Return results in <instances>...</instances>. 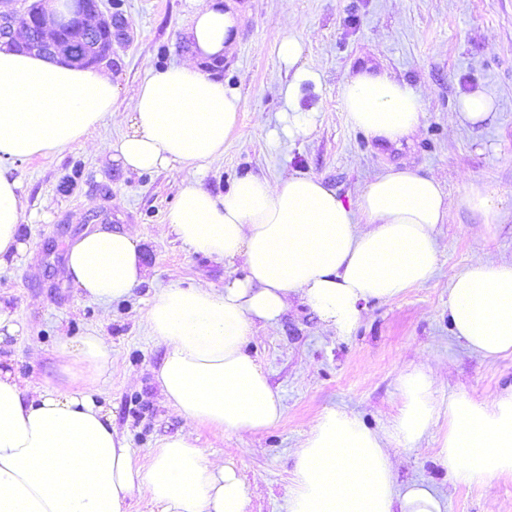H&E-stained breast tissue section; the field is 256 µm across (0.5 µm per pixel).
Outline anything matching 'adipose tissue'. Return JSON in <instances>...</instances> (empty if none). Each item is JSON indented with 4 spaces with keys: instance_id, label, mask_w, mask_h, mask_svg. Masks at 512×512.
Returning a JSON list of instances; mask_svg holds the SVG:
<instances>
[{
    "instance_id": "adipose-tissue-1",
    "label": "adipose tissue",
    "mask_w": 512,
    "mask_h": 512,
    "mask_svg": "<svg viewBox=\"0 0 512 512\" xmlns=\"http://www.w3.org/2000/svg\"><path fill=\"white\" fill-rule=\"evenodd\" d=\"M195 2L187 58L143 80L111 155L127 172L188 170L163 234L242 265L220 288L161 289L145 313L149 334L166 347L160 394L187 429L160 437L147 463L135 462L111 412L95 400L112 372V346L99 332L59 337L56 374L41 384L0 357V512H128L136 493L156 512H250L245 477L233 461L209 457L193 430L256 433L283 419L280 394L244 349L254 327L276 326L296 294L324 329L347 336L369 302L426 284L438 266L436 229L448 220V195L420 171L380 173L353 201L302 174H246L221 196L204 188L200 175L223 157L242 108L239 91L206 67L232 55L242 18L234 0ZM277 53L293 74L272 138L292 142L317 126L318 110L300 100L321 78L303 64L297 37L280 34ZM119 94L111 74L0 48V267L25 249L24 190L13 162L87 142L116 113ZM340 97L348 123L382 144H401L422 124L419 92L385 70L355 73ZM139 243L104 226L69 243L67 273L79 295L104 305L132 296L149 272ZM448 321L468 351L490 360L512 354V260L476 256L455 273ZM434 384L424 365L400 376L401 407L387 434L347 410H325L296 451L288 512H448L432 483L397 482L388 447L392 440L413 447L437 422ZM437 456L462 484L511 475L512 391L485 402L450 391Z\"/></svg>"
}]
</instances>
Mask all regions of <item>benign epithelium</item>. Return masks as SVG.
I'll list each match as a JSON object with an SVG mask.
<instances>
[{
  "mask_svg": "<svg viewBox=\"0 0 512 512\" xmlns=\"http://www.w3.org/2000/svg\"><path fill=\"white\" fill-rule=\"evenodd\" d=\"M52 0H41V6L36 10L29 9L27 0H21L19 7L4 11L11 19L10 30H25L27 26H39L41 32L40 43L35 45V50L51 51L64 62H79L85 57H91L90 49L102 52V42L112 41L117 38L127 40L128 23L121 8L115 6L110 0H91L90 3H82L67 19L58 16L55 9H50L47 4ZM109 8H104V5ZM75 24L84 31L86 39L84 46L76 44L57 43V34L63 25Z\"/></svg>",
  "mask_w": 512,
  "mask_h": 512,
  "instance_id": "1",
  "label": "benign epithelium"
}]
</instances>
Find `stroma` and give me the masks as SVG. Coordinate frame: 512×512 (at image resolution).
<instances>
[{"label": "stroma", "mask_w": 512, "mask_h": 512, "mask_svg": "<svg viewBox=\"0 0 512 512\" xmlns=\"http://www.w3.org/2000/svg\"><path fill=\"white\" fill-rule=\"evenodd\" d=\"M243 23L234 54L210 66L211 74L237 88L242 108L203 184L227 192L247 173L269 179L300 173L320 177L344 198L389 168H417L434 175L448 194V220L438 225L440 263L424 285L388 301L370 302L351 335L324 331L318 316L293 299L278 325L260 328L247 344L283 398L285 416L258 433L195 432L206 454L233 460L252 489V512H285L295 452L318 415L342 408L373 430H386L398 412V378L422 363L440 368L436 400L449 390L488 401L512 389V356L490 360L467 351L448 324V282L475 253L512 260V0H235ZM130 38L112 52L121 104H128L149 72L180 62L191 0H123ZM291 31L305 42V63L321 76L306 91L303 107L318 108L316 129L296 142L274 144L270 133L289 78L276 39ZM372 67L385 69L420 93L425 118L410 142L383 146L346 120L340 85ZM481 90L495 100L484 123L460 124V98ZM110 117L90 134L91 148L77 145L15 163L33 220L20 228L27 250L0 269V304L25 332L6 348L21 378L40 383L53 376L60 335L77 338L96 329L112 342V377L98 402L145 458L157 437L185 424L160 403L153 371L165 346L149 336L144 315L155 293L173 283L223 286V264L192 253L159 227L174 205L185 170L127 173L111 160L122 134ZM482 186L500 212L484 227L461 198L469 184ZM137 233L150 280L132 297L108 305L78 295L66 268V244L99 226ZM38 347L40 358L30 356ZM441 426L416 447L396 450L398 483L425 479L448 500V512H512V477L486 486L456 483L437 462Z\"/></svg>", "instance_id": "1"}]
</instances>
